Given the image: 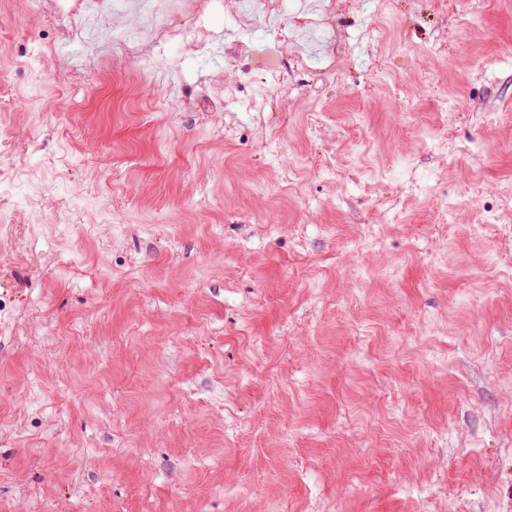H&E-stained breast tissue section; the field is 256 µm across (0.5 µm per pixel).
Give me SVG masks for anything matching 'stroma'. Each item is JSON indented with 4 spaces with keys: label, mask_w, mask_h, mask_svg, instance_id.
<instances>
[{
    "label": "stroma",
    "mask_w": 512,
    "mask_h": 512,
    "mask_svg": "<svg viewBox=\"0 0 512 512\" xmlns=\"http://www.w3.org/2000/svg\"><path fill=\"white\" fill-rule=\"evenodd\" d=\"M244 8L0 0V512H512V0ZM140 9L143 15L149 20L147 26L141 27L134 32L126 33L121 29L112 31V44L122 47L127 53L136 52L144 42H159L167 33L168 29L157 24L156 18L168 12L169 2L166 0H142Z\"/></svg>",
    "instance_id": "1"
}]
</instances>
